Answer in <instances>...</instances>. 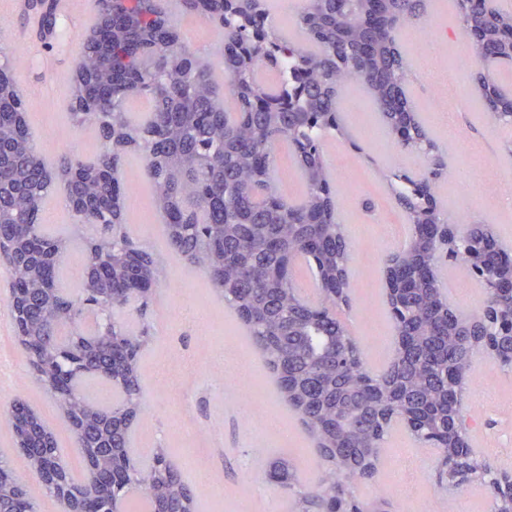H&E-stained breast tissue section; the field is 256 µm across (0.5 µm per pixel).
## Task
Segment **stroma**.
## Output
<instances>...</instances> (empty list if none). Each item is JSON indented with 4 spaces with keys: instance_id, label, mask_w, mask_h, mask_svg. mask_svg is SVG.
<instances>
[{
    "instance_id": "obj_1",
    "label": "stroma",
    "mask_w": 512,
    "mask_h": 512,
    "mask_svg": "<svg viewBox=\"0 0 512 512\" xmlns=\"http://www.w3.org/2000/svg\"><path fill=\"white\" fill-rule=\"evenodd\" d=\"M16 11L0 17V47L19 49L23 60L13 69L18 87L30 106V132L49 166L62 155L93 156L100 144L93 131L73 128L69 122L70 87L82 42L93 24L92 0H58L59 28L55 38L37 41L27 0ZM429 24L442 38L431 45L419 30L401 34L410 61L432 56L438 69L454 71V46L461 33L455 0H445L430 11ZM456 98L446 87L426 78L409 84V92L430 134L448 158L454 177L436 199L450 224L479 221L495 225L500 243L512 251V207L497 203L474 174L496 168L512 183V155L503 144L511 134L490 123L476 101L469 78L456 85ZM451 107L456 128L447 131L437 120V109ZM341 118L351 139L330 137L324 158L333 174L338 197V218L352 245L350 284L352 308L343 320L348 333L364 349L372 372L382 370L392 356V324L385 302L381 267L383 258L405 243L408 224L398 234L375 223L365 201L395 209L388 174L419 176L423 158L401 150L382 127L367 93L353 87L347 93ZM127 229L140 245L157 254L165 269V285L153 297L146 315H130L133 328L148 327L150 344L140 358L145 415L134 426L131 454L148 462L155 449H171L193 485L199 512H295L297 491L316 474L313 442L298 414L285 405L261 356L224 298L210 285L203 270L172 251L163 226L151 208L152 188L138 158L122 168ZM440 278L449 302L470 313L485 300L476 276L459 263L446 262ZM197 314L195 323L181 320L184 309ZM194 356L196 370L171 397L162 396L159 371L178 363L179 355ZM471 371L481 374L492 393L484 401L466 392L469 444L476 455L498 470L512 473V370L492 365L487 355L476 354ZM23 399L56 433L64 456H72L68 423L57 412L51 394L33 378L23 354H16L0 374V410ZM434 449L420 447L402 424H395L383 445V456L372 480L357 483L363 500L384 497L393 512H493V498L484 486L473 484L455 496L433 481ZM287 460L292 488L270 484L267 466Z\"/></svg>"
}]
</instances>
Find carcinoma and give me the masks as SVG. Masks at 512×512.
<instances>
[{"instance_id": "obj_1", "label": "carcinoma", "mask_w": 512, "mask_h": 512, "mask_svg": "<svg viewBox=\"0 0 512 512\" xmlns=\"http://www.w3.org/2000/svg\"><path fill=\"white\" fill-rule=\"evenodd\" d=\"M188 14L203 16L222 34L220 57L224 72L218 84L211 60L189 51L171 21L168 0H93L94 25L112 20V51L107 56L82 54L76 72L84 83H72L69 119L72 126L97 130L98 154H68L54 167L61 178L46 182L49 166L29 132L28 116L14 127L0 126V139L18 147L21 165L0 168V185L27 184L31 199L4 192L0 206H31L32 222L0 223V238L10 249L0 266L12 276L10 297L17 313L16 328L25 337L21 350L40 384L50 375L77 367L88 383L106 379L93 371L109 357L112 340L125 338L129 354L120 363L125 385L116 406L104 404L76 388L52 393L57 411L68 422L74 443L96 445L112 439V411L118 409L135 424L144 413L140 355L148 345L146 329L135 332L114 318L117 310L135 308L140 297L127 294L133 274L163 282L159 257L132 238L123 211H112V223L93 211L94 246L83 253L84 274L72 296L57 287L75 242L84 236L71 227L51 234L38 222L44 200L53 193L68 197L62 176L80 169L88 177L78 183L90 201L123 189L125 160L137 157L152 187V207L163 221L169 245L188 263L201 267L224 303L245 327L254 348L273 376L281 400L296 412L311 436L318 474L298 499L299 512L332 509L339 496L353 495V483L373 478L354 466L371 448L382 447L397 416H382L391 383L398 385L412 412L447 403L440 382L448 366L470 362L471 339L481 329V313H463L448 305L442 287L420 284L401 300H387L394 342H406L400 364L391 361L379 373L369 371L363 348L345 328L320 311L351 306L349 262L351 245L345 225L336 217L337 196L324 160V136L351 138L337 122L344 92L363 87L396 144L426 159L423 173L398 177L393 186L397 207L411 234L406 245L383 260L392 264H430L436 257L425 224H446L435 197L450 182L448 160L423 124L408 91L409 63L400 44L401 32L426 21L425 0H303L294 18L300 37L292 39L274 21L271 0H179ZM460 30L482 34L488 55L470 73L487 118L512 129V90L501 72L512 66V53L499 38L512 35V9L501 0H455ZM290 60L280 70L278 54ZM115 79L112 101L82 111L77 100L92 86ZM144 95L151 109L135 119L126 108L131 96ZM231 100L232 109L225 106ZM324 136H319L318 132ZM286 143L304 181L296 202L287 201L274 179L275 150ZM463 246L456 260L467 268L485 257L484 243L498 237L491 224L463 225ZM315 250L301 256L316 282L313 303L298 286L272 274L276 254L270 242L296 249L303 241ZM353 365L346 378L336 372L337 358ZM459 415H424L411 430L424 448L438 455H462L493 486L512 488V477L474 460L468 444L462 396ZM34 444L61 453L54 430L45 420L36 425L20 420ZM112 454L97 453V463L84 482L92 487L90 512H113L115 493L106 475ZM138 492L155 512H197L196 496L169 450H154L147 472H134ZM0 491L35 512L22 490L8 482Z\"/></svg>"}]
</instances>
